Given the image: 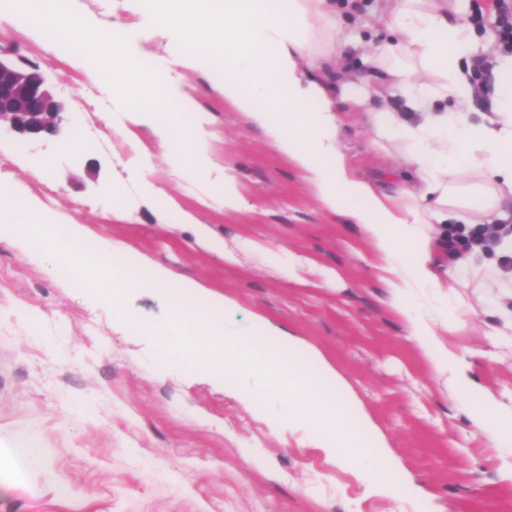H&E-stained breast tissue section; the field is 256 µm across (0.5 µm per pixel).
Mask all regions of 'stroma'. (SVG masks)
Listing matches in <instances>:
<instances>
[{
    "label": "stroma",
    "mask_w": 512,
    "mask_h": 512,
    "mask_svg": "<svg viewBox=\"0 0 512 512\" xmlns=\"http://www.w3.org/2000/svg\"><path fill=\"white\" fill-rule=\"evenodd\" d=\"M0 49L39 65L64 120L57 135L25 139L0 131L8 165L0 184L42 204L59 224H84L133 260L161 265L175 283L196 282L234 306L228 333L248 335L263 319L315 346L347 378L403 466L418 496L373 495L375 455L346 449L341 465L315 448L307 423L287 403L247 402L251 377L228 380L166 360L151 330L170 307L160 293L128 292L119 306L91 302L48 268L0 239V512H512V457L473 429L432 376L402 321L385 304L356 225L320 209L291 162L247 115L210 90L223 68L192 74L208 118V177L169 166L149 128L122 135L107 115L101 77L71 67L45 37L0 19ZM84 150L67 145L73 123ZM361 176L400 184L403 158L370 130H345ZM153 153L152 182L207 224L233 251L227 262L193 225L175 223L160 200L139 195L119 145ZM246 202L219 205L225 175ZM123 185L113 202L111 190ZM495 304L457 289L466 324L448 344L512 401V338L498 335L512 292ZM137 317L142 329L122 324ZM37 433L38 467L16 468V442Z\"/></svg>",
    "instance_id": "1"
}]
</instances>
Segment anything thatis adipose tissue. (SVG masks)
Segmentation results:
<instances>
[{
  "mask_svg": "<svg viewBox=\"0 0 512 512\" xmlns=\"http://www.w3.org/2000/svg\"><path fill=\"white\" fill-rule=\"evenodd\" d=\"M470 0H123L132 24L102 29L93 18L70 20L64 0H18L29 27L60 34L58 51L86 73H105L122 107L118 132L152 129L170 165L191 176L210 166L208 132L185 72H209L223 61L218 95L245 112L275 149L291 160L326 212L357 224L387 303L436 378L442 379L470 425L491 431L501 455L512 457V406L481 382L470 361L446 337L464 326L448 298L450 283L490 288L501 280L497 258L512 256V235L502 237L496 259L478 247L459 246L453 269L437 255L446 248L449 222L462 209L479 223L511 218L501 208L512 197V54L496 53L491 112L471 118L459 105L474 86L467 69L481 58L466 20ZM381 24L386 38L346 39L345 27ZM167 37L169 64L135 30ZM360 52L361 67L348 70L345 51ZM400 97L417 121L395 112ZM361 117L377 137L404 144L408 187L391 193L358 176L348 159L342 129ZM476 172L483 191L460 202L455 175Z\"/></svg>",
  "mask_w": 512,
  "mask_h": 512,
  "instance_id": "adipose-tissue-1",
  "label": "adipose tissue"
}]
</instances>
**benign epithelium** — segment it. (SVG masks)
Instances as JSON below:
<instances>
[{
  "instance_id": "7a95c632",
  "label": "benign epithelium",
  "mask_w": 512,
  "mask_h": 512,
  "mask_svg": "<svg viewBox=\"0 0 512 512\" xmlns=\"http://www.w3.org/2000/svg\"><path fill=\"white\" fill-rule=\"evenodd\" d=\"M63 105L35 65L21 67L0 55V128L25 137L54 135Z\"/></svg>"
}]
</instances>
